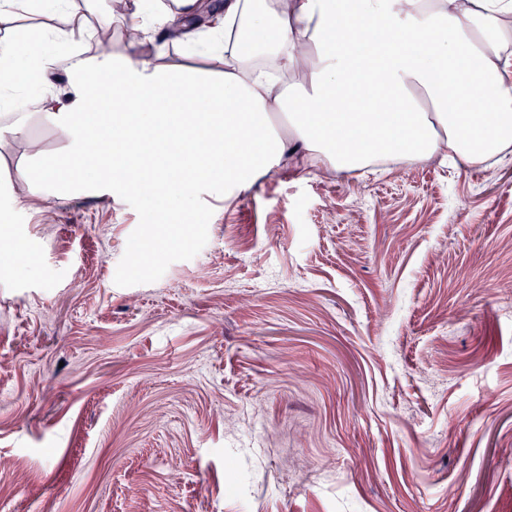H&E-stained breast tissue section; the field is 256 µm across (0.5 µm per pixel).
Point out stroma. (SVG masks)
<instances>
[{"mask_svg": "<svg viewBox=\"0 0 512 512\" xmlns=\"http://www.w3.org/2000/svg\"><path fill=\"white\" fill-rule=\"evenodd\" d=\"M0 144V512H512V159L32 196Z\"/></svg>", "mask_w": 512, "mask_h": 512, "instance_id": "35a3bbf8", "label": "stroma"}]
</instances>
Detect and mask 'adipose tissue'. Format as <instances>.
Here are the masks:
<instances>
[{
    "label": "adipose tissue",
    "mask_w": 512,
    "mask_h": 512,
    "mask_svg": "<svg viewBox=\"0 0 512 512\" xmlns=\"http://www.w3.org/2000/svg\"><path fill=\"white\" fill-rule=\"evenodd\" d=\"M16 4L0 0V83L32 78L35 105L62 133L101 144L99 163L79 149L22 173L40 193L62 174L147 186L187 207L202 186L249 190L291 149L339 172L435 156L475 167L512 150V0H223L205 31L223 66L215 79L152 52L163 25L202 12V0L148 14L128 0L141 36L119 62L77 47L83 24L68 0L37 3L44 40L66 52L21 55ZM51 68L67 74L64 89L48 87Z\"/></svg>",
    "instance_id": "1"
}]
</instances>
